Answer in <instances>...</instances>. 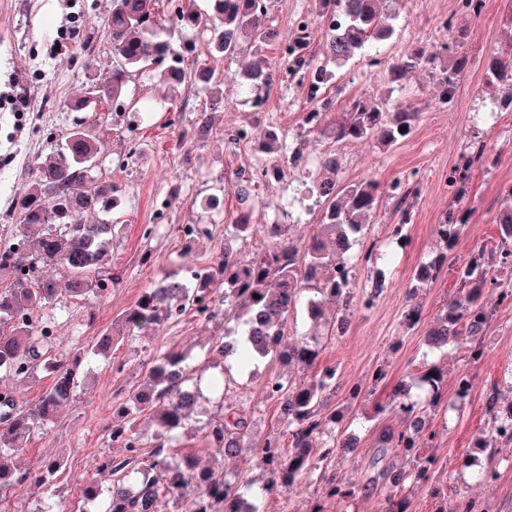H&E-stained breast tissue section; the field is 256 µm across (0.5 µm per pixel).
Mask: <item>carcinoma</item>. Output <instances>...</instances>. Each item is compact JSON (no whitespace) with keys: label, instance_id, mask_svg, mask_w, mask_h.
Masks as SVG:
<instances>
[{"label":"carcinoma","instance_id":"cac0c4a2","mask_svg":"<svg viewBox=\"0 0 512 512\" xmlns=\"http://www.w3.org/2000/svg\"><path fill=\"white\" fill-rule=\"evenodd\" d=\"M159 0H111L106 22L112 40V73L101 84L88 79L84 96L70 103L72 112L85 116L74 120L72 128L56 149L29 166L28 187L14 200L17 214L15 233L0 239V275L12 279L8 288L0 289V374L25 380L27 374L42 365L53 375L52 384L32 407L18 404L11 393H0V491L31 480V471L20 470L13 459L28 447L33 435L45 430L74 396L76 371L70 367L68 354L55 353L43 346L46 335L29 317L36 311L56 305L60 288L55 280L25 277V269L58 266L67 273L65 292L72 299L87 301L101 297L98 275L110 264V247L115 225L83 224L75 214L98 206L112 205L117 188L110 181L94 176V169L104 156L103 141L91 134L87 112L103 101L125 97L131 76L158 67V76L172 87L194 84L210 94L208 109L223 106L221 86L228 74L198 63L184 64V54L169 41L158 40L159 22L156 5ZM211 12L195 9V0H180L171 14L172 25L191 29L202 35L210 33L214 50L232 61L249 50L259 54L274 37L268 23L272 0H209ZM388 0H319L318 17L336 14V23L322 33V48L312 49L316 28L304 22L296 26L289 56L280 68L260 64L248 67L243 77L254 97L262 98V90L283 82L282 75L300 77L311 107L303 113L299 135L315 134L328 142L320 153L321 173L307 176L306 195L320 219L314 225L305 248L289 241L284 224L255 223L253 212L243 211L224 221V257L214 266L194 273L193 286L183 280L166 278L154 288L142 292L124 310L117 323L95 343L88 346L92 356L106 355L113 337L147 334L174 317L190 313L207 322L217 318L221 306L235 311L236 325L212 344L211 349L232 356L241 370H248L262 360L296 365L309 376L298 380L274 375L267 379L266 398L277 403L280 420L286 428L287 442L281 436L270 438L258 465L268 474L265 497L291 492L306 475H310L332 456L350 453L355 445L347 439L330 437L329 426L343 419L342 410L332 404L336 394V370L318 368V342L306 337L288 342L285 328L288 316L301 302L311 323L327 325L324 304L338 302L350 307L354 288L353 266L348 255L364 234L379 203V182L365 179L344 183L338 179L340 159L336 146L345 142H376L395 146L414 130L419 113L394 111L385 100L356 98L342 109L325 96V88L357 57H371L375 43L391 39L396 26L383 11ZM450 46L420 47L406 53L387 68L389 81L400 80L405 72L423 68L436 79L438 103L448 106L457 90V77L468 63L467 56L448 54ZM174 63L161 66V59ZM487 85L503 90L504 96L493 99L496 107L512 109V49L493 58L486 70ZM405 131H400V128ZM259 148L264 153V168L283 173L282 160L294 168H305L304 156L290 149L271 127L260 129ZM483 164V147L472 146L461 156L448 176L450 187L459 192L476 168ZM417 187L409 186L399 197V223L394 225L392 240L404 245V226L411 223L408 199L416 197ZM468 218L453 208L438 225L439 253L418 266L410 291L426 287L441 273L452 248L464 230ZM496 224L501 246L479 248L457 268L455 293L433 318L427 331V347L440 349L451 343L465 342V365L455 379L453 396L445 394L444 372L430 365L410 379L398 381L385 403L377 411H393L400 419L398 427L387 426L377 437V465L392 455L409 467L387 465L369 477L370 483L383 482L389 489L382 512H408L406 492L429 483L436 459L422 453L429 443L427 418L440 411L457 412L470 401L473 390L471 369L485 354V331L497 309L487 306L484 295L498 291L499 303L512 304V286L490 276L492 270L512 268V190L505 191ZM272 241L265 251L250 257L242 255L239 244L255 231ZM386 271L378 268L371 280V292L363 306L373 305L386 283ZM259 298H254V295ZM191 370L183 353L167 350L154 357L148 369L145 389L128 397L115 408L117 416L131 421L137 414L148 412L156 427V441L151 462L141 461L142 438L131 432L132 425L113 426L110 439L123 445L121 457L106 456L97 466L100 479L84 487L82 496L95 502L101 491L107 492L100 512H158L164 497L186 493L194 497L193 512H240L241 500L252 503L253 512H266L262 501L250 495V483L236 476L229 479L223 461L242 453L249 431L245 413L229 406L224 420L208 430V437L219 448L220 457L203 466L192 455H171V441L189 423L201 395L190 384ZM499 387H493L486 400V412L493 420L491 431L480 439L477 448L488 451L494 459L502 449L512 445V401L504 405ZM60 463L45 460L35 468L36 483L48 487ZM140 474L130 485L129 473ZM319 500L312 512H324L325 504L346 501L354 496L355 486L346 485L334 476H320Z\"/></svg>","mask_w":512,"mask_h":512}]
</instances>
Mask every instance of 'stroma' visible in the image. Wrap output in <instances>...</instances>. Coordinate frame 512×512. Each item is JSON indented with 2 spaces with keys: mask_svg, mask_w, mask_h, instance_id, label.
Masks as SVG:
<instances>
[{
  "mask_svg": "<svg viewBox=\"0 0 512 512\" xmlns=\"http://www.w3.org/2000/svg\"><path fill=\"white\" fill-rule=\"evenodd\" d=\"M109 6L110 0H0V239L15 231L13 201L26 187L29 164L50 153L72 126L74 115L67 112L66 102L81 93L87 76L101 82L110 76L112 47L105 36ZM392 8L398 15V33L380 44L378 66L352 62L327 89L341 106L359 97L384 98L394 108H414L420 114L412 135L398 145L348 142L338 148L340 179L373 178L383 191L372 224L351 250L357 259L355 297L365 295L373 276L362 261L364 254L387 243L399 220L394 181L409 179L418 188L412 222L406 227L407 243L397 252L383 293L371 308H352L344 335L321 340L319 365L335 369L341 385L336 400L349 407L336 433L358 439L354 454L329 458L326 467L348 481L358 480L368 469L379 431L397 425L394 415L376 413L374 406L386 399L397 380L422 370L427 350L424 324L454 289L453 276L441 273L417 298L422 325H404L414 271L438 252L437 224L451 207L467 212L469 222L446 261L448 267L458 266L474 249L498 245L494 220L504 191L512 188V111H495L489 124L476 120L477 114L493 111L485 71L493 56L512 47V0H485L477 17L462 13L459 0H394ZM444 17L466 28L462 49L471 63L453 103L441 108L435 104L437 88L430 72L413 70L392 83L386 67L412 48L445 40L438 26ZM88 56L96 61L89 72L83 67ZM13 93L26 98L24 112H13L8 100ZM223 98V107L210 113L211 131L204 139L195 122L205 111L208 93L188 85L171 89L153 72L134 77L120 111L108 104L95 108L92 121L105 143L95 174L115 184L118 193L112 210L87 212L81 219L87 224L115 223L111 266L116 280L95 301H59L52 311L53 336L63 350H85L167 274L211 266L222 257L224 217L242 208L236 176L252 170L258 160L255 142L234 144L228 139L241 124L255 123L258 114L235 82H225ZM306 107L304 90L290 80L270 90L263 113L290 148L312 157L323 144L316 136L299 134ZM474 142L483 144L485 162L474 171L465 195L458 196L449 191L446 177ZM254 194L257 220L289 225L297 245L309 237L319 215L303 194L301 173L285 169L279 181L256 183ZM212 196L220 197V211L202 210L200 201ZM203 219L212 222L210 236L186 241L182 225ZM147 252L152 255L148 263L143 260ZM223 333V320L206 324L186 314L149 335L118 341L106 356L82 361L73 402L49 430L32 437L19 459L24 468L49 457L59 460L56 484L49 490L30 482L15 485L0 497V512H39L50 498L69 512H79L85 505V484L97 477L98 459L123 452L122 445L109 437L117 421L114 405L144 386L153 355L167 349L186 353L191 365H206L208 374H224L230 382L224 399L208 393L200 398L189 430L173 443L175 453L208 463L215 452L208 439L210 425L223 419L225 405L241 408L253 421L248 446L240 457L226 461L225 468L262 484L255 457L265 441L283 429L276 404L265 397L264 384L286 368L267 361L248 375L234 360L207 355L209 340ZM486 344L463 415L430 418L433 439L428 452L438 460V473L432 484L413 488L408 512H437L445 499L475 501L482 512H512V460L497 464L495 480L477 485L472 473L487 466L488 458L469 456L476 438L491 427L485 400L512 357V308H499L486 331ZM357 383L365 398L348 400L347 390Z\"/></svg>",
  "mask_w": 512,
  "mask_h": 512,
  "instance_id": "35a3bbf8",
  "label": "stroma"
}]
</instances>
